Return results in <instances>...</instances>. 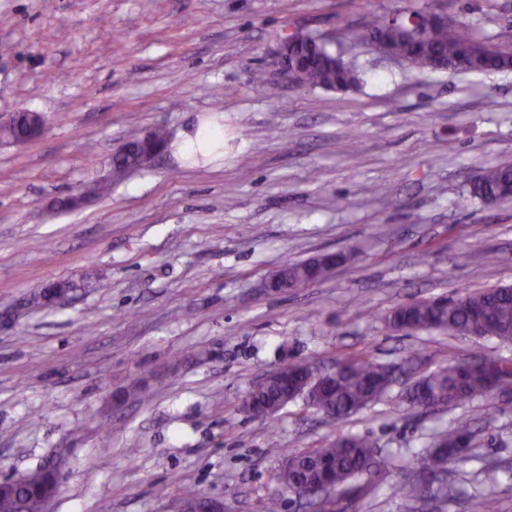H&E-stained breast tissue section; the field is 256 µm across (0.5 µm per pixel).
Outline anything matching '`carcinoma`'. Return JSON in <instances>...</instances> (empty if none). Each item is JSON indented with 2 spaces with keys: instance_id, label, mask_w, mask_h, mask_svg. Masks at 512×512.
<instances>
[{
  "instance_id": "obj_1",
  "label": "carcinoma",
  "mask_w": 512,
  "mask_h": 512,
  "mask_svg": "<svg viewBox=\"0 0 512 512\" xmlns=\"http://www.w3.org/2000/svg\"><path fill=\"white\" fill-rule=\"evenodd\" d=\"M384 33L392 50L411 57V67L424 71L444 63L451 70L465 72L512 71V38L493 42L458 21L424 27L407 38L401 32L400 20L385 21L373 18L360 26L340 33L336 43L356 46L369 45L379 33ZM331 40L317 33L301 38L291 48L295 55L305 56L308 64L299 74L300 86L332 90L336 85L350 90L360 82L358 70L342 55L329 48ZM164 146L167 133L157 127L148 133L133 131L123 142V148L112 158V174L119 179L127 170L142 167L144 159L141 144L145 135ZM29 137L23 124L0 127V139L8 143H21ZM473 197L484 203H496L512 198V164L498 165L484 171L480 183L471 189ZM332 268L316 260L291 263L280 269V289L298 288L314 280L326 277ZM408 312L420 330H440L452 335H476L512 341V287L500 286L475 292H467L448 300L439 307L432 300H420L408 304ZM479 362L512 379V363L485 355L477 356ZM336 381L317 393L306 392L304 400L322 409L328 422L334 423L351 416L387 394L393 382L385 373V366L359 357H350L338 364ZM488 395L487 378L482 371H468L456 359L418 377L406 392L407 402L416 408L422 401H430L434 408H448ZM470 434L465 425L450 428L438 435L435 448L418 459L416 470L398 487L396 495L411 504L429 494L438 501L451 498L448 485L424 487L420 476L433 473L445 465V459L460 454L465 446L462 435ZM331 464L336 468V494L316 501L320 512H344L342 495L365 478L363 487L371 488L374 477L390 464L379 460L373 451L372 441L362 435H349L316 448L311 453L288 455V461L279 475L280 485L288 488L295 483L316 482V469L311 458ZM44 481L41 470L25 476L24 483L10 498H0V512H44V504L38 493Z\"/></svg>"
}]
</instances>
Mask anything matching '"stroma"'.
<instances>
[{
	"instance_id": "1",
	"label": "stroma",
	"mask_w": 512,
	"mask_h": 512,
	"mask_svg": "<svg viewBox=\"0 0 512 512\" xmlns=\"http://www.w3.org/2000/svg\"><path fill=\"white\" fill-rule=\"evenodd\" d=\"M441 9L491 39L512 0H0V117L42 113L32 142L0 143V482L48 466L47 512H174L207 493L225 512H304L280 490L283 456L369 436L391 460L347 512H512V394L424 412L395 384L336 425L303 400L271 416L242 404L283 363L358 355L420 375L512 342L386 325L417 300L512 285V201L470 190L512 163V71L420 72L357 58L360 86L304 90L276 64L288 32L338 31L373 15ZM262 70L277 87L250 86ZM221 120L224 158L174 142ZM171 146L113 180L132 129ZM105 184L81 206L57 200ZM330 252L325 279L273 291L283 266ZM77 284L46 302L42 287ZM474 446L449 461V502L407 509L395 491L434 433Z\"/></svg>"
}]
</instances>
